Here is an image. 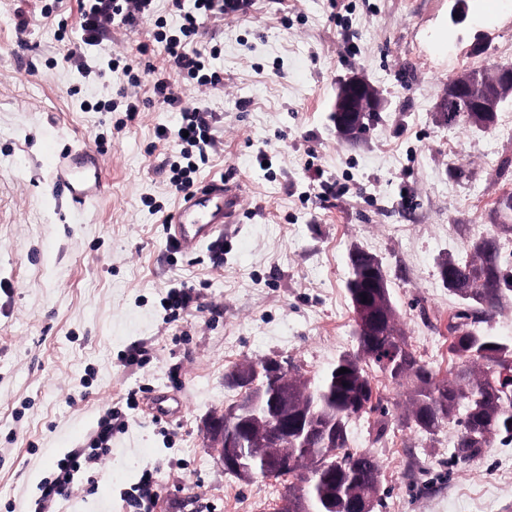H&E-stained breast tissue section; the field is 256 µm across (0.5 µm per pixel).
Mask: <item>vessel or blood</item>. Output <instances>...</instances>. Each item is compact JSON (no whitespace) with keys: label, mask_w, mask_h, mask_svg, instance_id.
<instances>
[{"label":"vessel or blood","mask_w":512,"mask_h":512,"mask_svg":"<svg viewBox=\"0 0 512 512\" xmlns=\"http://www.w3.org/2000/svg\"><path fill=\"white\" fill-rule=\"evenodd\" d=\"M57 191L76 209L99 199L105 176L98 150L76 144L59 152L48 149ZM234 220V210L224 195V183L210 181L203 189L188 195L169 225V235L181 250L190 251L198 244L222 236L226 224Z\"/></svg>","instance_id":"b4317fda"}]
</instances>
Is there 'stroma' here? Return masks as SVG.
<instances>
[{"label": "stroma", "instance_id": "1", "mask_svg": "<svg viewBox=\"0 0 512 512\" xmlns=\"http://www.w3.org/2000/svg\"><path fill=\"white\" fill-rule=\"evenodd\" d=\"M487 2L468 0L456 24L455 0H257L247 15L205 21L193 47L220 48L223 82L202 94L168 67L152 24L92 47L103 74L86 77L65 59L77 0L47 16L40 0H0V512H38L42 484L109 411L104 464L81 470L50 512H273L283 480L226 474L205 425L242 395L224 383L235 364L287 359L317 380L355 349V244L382 261L412 349L447 375L461 302L438 264L490 234L512 191V102L487 130L448 127L435 110L449 76L512 64V0L495 12ZM118 52L138 66L132 117L94 108L127 85L105 69ZM161 73L220 119L221 145L197 176L223 180L235 206L219 265L206 243L170 249L151 209L182 202L164 165L178 146L156 137L179 119L152 93ZM352 73L385 98L355 144L331 121L337 82ZM78 142L101 153L110 185L81 210L55 196L45 158ZM181 286L197 305L174 315L164 298ZM372 382L391 427L373 443L377 415L365 414L348 445L382 467L374 512H512V443L452 458L455 425L427 439L401 423L407 387L378 372ZM147 470L159 484L151 503L139 492Z\"/></svg>", "mask_w": 512, "mask_h": 512}]
</instances>
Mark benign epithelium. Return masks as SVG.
<instances>
[{
    "mask_svg": "<svg viewBox=\"0 0 512 512\" xmlns=\"http://www.w3.org/2000/svg\"><path fill=\"white\" fill-rule=\"evenodd\" d=\"M512 100V65H497L490 70L470 71L454 75L436 103L438 112H457L468 106L465 120L475 115H497L501 105ZM383 109L380 90L366 78L356 74L339 79L333 106L337 136L352 141L365 135L370 125L368 116ZM293 367L279 359L262 364L241 363L232 369L233 378L245 385L250 401H236L223 412L212 415L206 423V438L225 471L251 482L254 474L253 457L264 460L267 477L293 475L304 484L311 472L296 468L288 446H297L307 437L303 414H288V389L282 376ZM262 405L267 412L265 423L256 428L245 416V407Z\"/></svg>",
    "mask_w": 512,
    "mask_h": 512,
    "instance_id": "7a95c632",
    "label": "benign epithelium"
}]
</instances>
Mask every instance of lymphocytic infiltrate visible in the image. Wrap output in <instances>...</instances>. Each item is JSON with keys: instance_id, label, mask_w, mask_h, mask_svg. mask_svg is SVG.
<instances>
[{"instance_id": "1", "label": "lymphocytic infiltrate", "mask_w": 512, "mask_h": 512, "mask_svg": "<svg viewBox=\"0 0 512 512\" xmlns=\"http://www.w3.org/2000/svg\"><path fill=\"white\" fill-rule=\"evenodd\" d=\"M156 0H79L80 30L78 41L72 42L66 55L85 75L92 68L85 50L97 45L112 34L113 27L153 23L154 39L163 47L172 68L188 81L200 87L219 84L221 77L212 71L210 61L218 57L219 48L209 54L193 49L192 43L204 20L220 19L229 15H242L253 6V0H193L192 8H185L183 0H170L178 13L180 23L175 31H168L167 22L158 18ZM153 94L158 101L180 114L176 128L159 127V140H176L179 152L169 165V182L175 192L189 194L195 183L200 162L206 161L210 151L218 145L217 118L207 108L183 103L173 85L164 78L153 84ZM112 438V420L104 418L89 447L73 449L68 458L58 466V475L42 487L41 501L48 504L56 498L70 494L75 485V475L81 469L101 464L102 451Z\"/></svg>"}]
</instances>
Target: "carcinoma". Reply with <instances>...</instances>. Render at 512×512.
<instances>
[{"instance_id":"cac0c4a2","label":"carcinoma","mask_w":512,"mask_h":512,"mask_svg":"<svg viewBox=\"0 0 512 512\" xmlns=\"http://www.w3.org/2000/svg\"><path fill=\"white\" fill-rule=\"evenodd\" d=\"M495 228L469 245V257H448L438 265L446 269L444 287L463 302L448 323L455 366L446 378L416 356L406 337L395 335L398 311L382 262L357 245L350 250V302L357 303L374 286L383 289L384 323L376 336H355L356 350L339 356L318 384L288 376V408L304 412L317 429L311 442L296 449L298 459L340 471L336 479L325 475L305 491L288 485V495L303 500L306 512H330L331 497L340 500L381 486L376 458L368 451L348 450L351 422L378 408L366 370L370 365L393 384H410L408 427L430 439L447 424L458 427L455 457L479 456L498 437L512 442V340L481 327L489 313L512 302V268L505 264L501 244L512 238V224ZM342 367L348 372L338 373Z\"/></svg>"}]
</instances>
